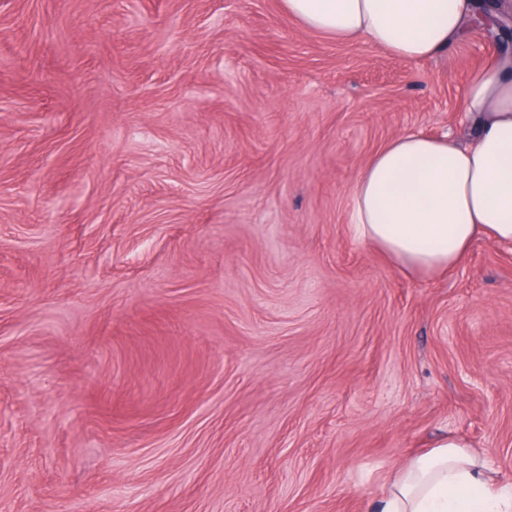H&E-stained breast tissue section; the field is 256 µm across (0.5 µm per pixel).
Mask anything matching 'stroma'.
Segmentation results:
<instances>
[{
	"mask_svg": "<svg viewBox=\"0 0 512 512\" xmlns=\"http://www.w3.org/2000/svg\"><path fill=\"white\" fill-rule=\"evenodd\" d=\"M496 55L0 0V512H374L444 437L512 486V249L405 274L348 229L386 142H468Z\"/></svg>",
	"mask_w": 512,
	"mask_h": 512,
	"instance_id": "obj_1",
	"label": "stroma"
}]
</instances>
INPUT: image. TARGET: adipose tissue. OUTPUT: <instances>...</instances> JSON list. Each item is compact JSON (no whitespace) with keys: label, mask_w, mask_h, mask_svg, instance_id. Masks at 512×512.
<instances>
[{"label":"adipose tissue","mask_w":512,"mask_h":512,"mask_svg":"<svg viewBox=\"0 0 512 512\" xmlns=\"http://www.w3.org/2000/svg\"><path fill=\"white\" fill-rule=\"evenodd\" d=\"M304 29L368 42L404 61L434 57L481 18L478 0H282ZM463 109L478 121L468 144L407 132L366 163L351 191L350 225L403 272L442 275L476 239L512 243V55L473 70ZM380 512H512L458 441H438L395 477Z\"/></svg>","instance_id":"obj_1"}]
</instances>
